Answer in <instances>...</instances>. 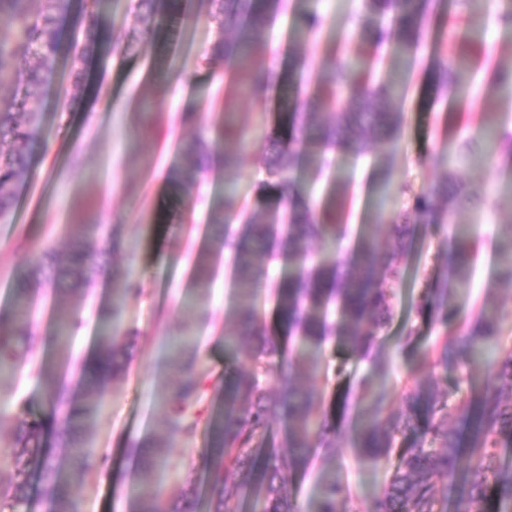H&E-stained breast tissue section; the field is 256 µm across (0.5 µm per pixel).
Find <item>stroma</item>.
<instances>
[{
	"mask_svg": "<svg viewBox=\"0 0 512 512\" xmlns=\"http://www.w3.org/2000/svg\"><path fill=\"white\" fill-rule=\"evenodd\" d=\"M173 11H160L152 38L126 49L128 34L141 26L138 0H99L102 44L85 66L82 99L67 104L72 55L61 46L54 72L38 88L31 104L41 124L27 175L15 187L7 216L0 217V307L11 302L15 276L29 257L50 254L62 260L75 233H82L92 254L104 264L87 288H38L28 326L35 344L29 359L13 377L0 381V512H14L7 489L15 471L12 445L27 424L43 429L39 456L48 457L61 472H69L70 448L60 444V416L48 407L37 377L38 365L57 363L71 398L96 405L83 450L88 467L73 480L70 493L78 512H132L137 480L133 450L148 440L164 442L163 475L154 487L165 512H181L185 499L196 501L197 512L210 506V474L203 460L208 440L207 419L215 401L213 386L237 372L251 369L253 343L242 339L237 353L224 350V337L239 331L237 294L227 254L213 256L212 283L197 288L192 270L200 250L218 235L207 215L214 201L234 192L242 210L264 218L283 214L277 190L265 187L261 137L277 126L296 100L290 80L292 57L313 63L308 87H316L326 70L345 54L371 55L369 47L350 34L366 14L364 0H303L276 15L267 35V48L252 60L255 68L271 72L276 82L266 96L240 92L232 109L224 107L228 67L209 68L200 57L215 41L217 29L207 0H174ZM475 20L476 42L457 38L461 23L455 6L441 7L429 22V32L444 50L464 52L472 63L461 76L458 97L436 93L429 70V48L417 53L416 65L399 66L398 75L409 91L396 102L403 114V137L395 151L369 145L360 154L337 152L332 166L313 178L305 161L293 175L300 190L320 199L327 194L348 196L354 225L374 221L379 169L394 181L414 189L440 178L436 152L470 136L478 119L487 114L506 118L512 127V95L493 84L495 66L512 67V38L492 29L489 17L500 16V0H481ZM322 19L316 37L297 38L302 14ZM244 131L242 140L224 141V124ZM204 136L212 147L210 167L183 197L173 184V171L189 165L181 143ZM238 159L236 169L224 168V153ZM503 151L483 155L479 162L463 161L456 169L466 186L479 187L491 207L466 206L449 212L442 229L417 232L404 259L400 282L387 283L393 315L380 330L377 344L387 361L386 403L400 410L410 384V370L424 351L433 349L444 325L467 323L479 310L500 317V348L512 349V288L496 286L498 267L512 255L504 230L512 224L511 163ZM468 233L470 262L465 283L448 298V321L420 319L414 305L421 292L439 287L448 272L454 238ZM132 275L137 296L121 313L128 363L104 384L103 403L84 392L79 364L98 346V324L110 307L112 290L123 275ZM70 310L79 327L68 342L54 335L55 308ZM418 330L414 344L402 346L408 330ZM189 359L201 381L205 398L195 408L198 419L191 437L166 433L161 421L169 410L166 396L178 374L170 364L174 343ZM499 350L484 354L477 364L433 368L437 391L447 399L449 426L458 429L461 447L469 445V428L457 409L460 396L470 394L495 371ZM317 371L305 383L316 389L321 409L345 425H355L365 406L356 386L369 373L366 361L326 341ZM390 465L366 457L357 444L340 443L332 457L315 453L306 467L291 471L288 488L298 512H313L320 496V479L333 477L347 484L356 498L373 500L382 494Z\"/></svg>",
	"mask_w": 512,
	"mask_h": 512,
	"instance_id": "35a3bbf8",
	"label": "stroma"
}]
</instances>
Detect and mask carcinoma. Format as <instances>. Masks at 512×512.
Segmentation results:
<instances>
[{"mask_svg":"<svg viewBox=\"0 0 512 512\" xmlns=\"http://www.w3.org/2000/svg\"><path fill=\"white\" fill-rule=\"evenodd\" d=\"M30 0H0V86L25 92L46 83L53 71L60 48L61 22L68 11V0H39L34 11ZM215 6L211 19L219 32L237 29L236 41L220 40L203 54L201 62L212 67L219 62H235L238 71L234 81L250 94H264L271 82L268 72L248 64V53L264 49V33L271 17L281 7V0H210ZM439 0H370L372 16L362 20L351 38L376 46L396 41L403 49L419 48L426 40L425 20L437 10ZM390 16L385 26L379 16ZM83 39L74 42L73 79L66 95L76 99L84 93L83 65L97 52L101 41V24L96 0L86 9L82 23ZM462 61L453 58L433 68L437 87L452 94L459 84ZM369 62L345 56L325 73L318 92L295 102L292 111L284 114V131L274 130L264 137L266 146V186L281 192L288 199V213L282 220L288 224L284 238L276 237L275 221L247 225L238 239L224 236L218 249L230 252L239 288L240 335L256 340V356H276L282 367L302 371L319 364L321 343L329 337L347 352L369 361L379 376L386 375L387 364L377 349L379 330L391 316V296L380 287L383 280L402 277V260L411 241L412 229L404 216L389 217L395 247L381 249L373 233L363 232L357 247L344 260L311 261L310 245L316 240L325 252L336 251L345 238L347 228L333 217L335 201L318 205L305 198L294 187L295 147H300L313 169L328 166L331 150L359 153L370 142L387 148L395 147L403 133V116L391 109L398 95V86L390 80H376ZM26 97L0 101V143L10 145L8 153L0 152V212L11 208L17 183L28 174L34 148V128L39 113L25 108ZM323 120H316L317 112ZM183 152L194 160L190 168L173 177V182L191 193L208 156L204 139L195 138L182 145ZM446 177L414 195V211L419 223L430 230L442 227L450 209L458 204L472 203L481 195L470 190L454 177L455 155L451 150L440 154ZM236 205L235 197L225 196L224 204L211 208L209 222L223 224ZM280 251L288 257L292 269L288 277L275 285L277 307L288 333L302 339L299 357L288 358L281 337L271 329H262L257 306L258 288L265 285L267 270L256 262L260 252ZM467 264V245L459 243L448 266V277L438 288L422 293L415 305L419 316L426 318L448 304V290L456 283L459 269ZM40 267L31 262L15 277L14 309H0V324L12 321L17 325L14 346L0 349V377L14 372L27 352L31 338L26 323L19 317L30 302ZM60 275L89 286L96 276L80 236H75L65 257ZM138 292L129 281L112 291V307L101 321L104 345L81 365L85 390L98 394L102 383L121 368L123 337L119 316L127 298ZM499 335L497 315L478 313L467 328L452 337L443 336L434 354H424L412 370L413 389L403 399V410L387 411L384 395H376L367 403L368 422L352 437L362 452L376 462L391 461L396 455L388 485L382 494L367 505L354 502L350 489L335 479H322L321 495L313 512H447L448 489L456 493L454 512H512V464L500 460L499 449L512 448V400L503 396L504 387L512 389V350L503 353L493 378L474 393L458 402V409L471 424V443L467 452L458 446V433L448 426L447 405L434 392L430 368L467 362L479 345ZM264 366L241 372L215 386L217 405L207 419L208 446L206 461L211 473L213 512H239L245 490L257 481L258 449L268 432L270 419L288 413L293 427L288 436L286 456L268 455L264 477L263 512H296L294 500L287 492L288 471L303 464L322 447L331 452L346 439L345 430L335 424L327 413L319 412L312 392L286 377L283 397L267 395L261 376ZM44 390L54 410H61L70 395L55 378L46 363L39 368ZM200 395L197 376L187 374L171 395V411L163 426L171 435H190L196 422L189 409ZM95 412L85 407L67 412L62 418L64 445L76 449L74 464L85 468L80 451L82 432ZM165 446L140 445L135 452L141 470L153 476L160 468ZM51 478V512H76L66 476L42 463ZM445 476L450 487L438 488L435 477Z\"/></svg>","mask_w":512,"mask_h":512,"instance_id":"cac0c4a2","label":"carcinoma"}]
</instances>
